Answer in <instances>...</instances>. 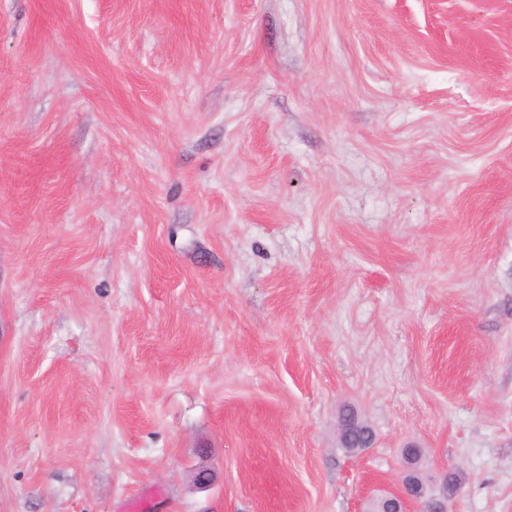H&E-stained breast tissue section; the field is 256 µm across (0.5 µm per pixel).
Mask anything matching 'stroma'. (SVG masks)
Listing matches in <instances>:
<instances>
[{
  "label": "stroma",
  "instance_id": "1",
  "mask_svg": "<svg viewBox=\"0 0 512 512\" xmlns=\"http://www.w3.org/2000/svg\"><path fill=\"white\" fill-rule=\"evenodd\" d=\"M409 445L512 512V0H0V512H359Z\"/></svg>",
  "mask_w": 512,
  "mask_h": 512
}]
</instances>
